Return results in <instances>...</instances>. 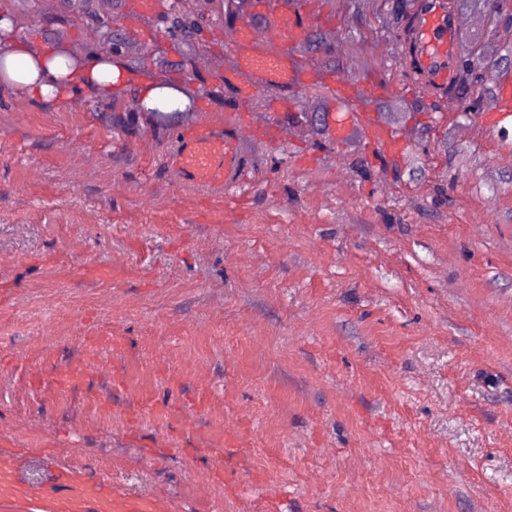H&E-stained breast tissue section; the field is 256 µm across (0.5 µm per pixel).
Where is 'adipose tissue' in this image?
I'll list each match as a JSON object with an SVG mask.
<instances>
[{
	"mask_svg": "<svg viewBox=\"0 0 512 512\" xmlns=\"http://www.w3.org/2000/svg\"><path fill=\"white\" fill-rule=\"evenodd\" d=\"M5 71H0V88L22 89L35 102H59L76 96L112 97L133 91L141 102L171 112L179 95L157 82L128 86L126 65L116 58L90 57L66 66L58 47L16 40L5 49Z\"/></svg>",
	"mask_w": 512,
	"mask_h": 512,
	"instance_id": "adipose-tissue-1",
	"label": "adipose tissue"
}]
</instances>
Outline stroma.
<instances>
[{"mask_svg": "<svg viewBox=\"0 0 512 512\" xmlns=\"http://www.w3.org/2000/svg\"><path fill=\"white\" fill-rule=\"evenodd\" d=\"M106 0L133 77L204 88L193 112L243 114L248 180L208 194L177 178L169 128L107 101L34 103L0 89V455L20 491L103 512H512V24L461 31L486 57L475 112L425 105L386 26L395 0H322L329 53L313 82L229 97L162 24L133 36ZM19 35L94 56L105 39L63 0H0ZM200 52L231 59L222 0ZM380 83L367 107L400 132V161L324 134L325 75ZM278 120L283 143L251 127ZM81 367L66 392L50 379ZM198 409L194 422L174 408ZM242 452L217 460L211 437Z\"/></svg>", "mask_w": 512, "mask_h": 512, "instance_id": "stroma-1", "label": "stroma"}]
</instances>
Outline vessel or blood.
I'll list each match as a JSON object with an SVG mask.
<instances>
[{"label":"vessel or blood","mask_w":512,"mask_h":512,"mask_svg":"<svg viewBox=\"0 0 512 512\" xmlns=\"http://www.w3.org/2000/svg\"><path fill=\"white\" fill-rule=\"evenodd\" d=\"M411 17L414 81L428 101L454 93L461 47L459 15L452 0H415ZM313 21V15L298 9L296 0H251L232 30L233 64L224 71L233 94L245 99L259 85L288 88L302 83L304 71L296 52L306 44ZM377 94L371 86L337 89L336 103L346 112L340 118L329 116L326 131L336 142L358 135L372 155L401 157V137L374 112L354 109L358 99ZM239 121L238 113L228 112L220 124L200 118L179 126L177 147L168 157L174 175L216 193L241 185L245 176L236 137Z\"/></svg>","instance_id":"vessel-or-blood-1"}]
</instances>
